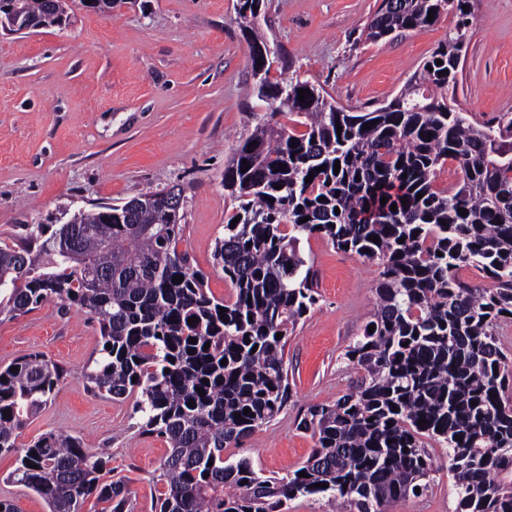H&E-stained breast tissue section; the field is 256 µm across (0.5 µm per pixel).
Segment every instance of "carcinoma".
<instances>
[{
	"label": "carcinoma",
	"mask_w": 512,
	"mask_h": 512,
	"mask_svg": "<svg viewBox=\"0 0 512 512\" xmlns=\"http://www.w3.org/2000/svg\"><path fill=\"white\" fill-rule=\"evenodd\" d=\"M3 1L51 26L69 18L66 0ZM400 2L397 11L378 8L368 38L427 27L430 11H452L457 23L388 105L349 112L307 81H271L268 68L254 86L270 116L294 115L304 130L263 120L224 168L239 222L224 224L213 260L233 286L229 298L208 294L205 274L178 249L184 198L175 185L80 209L63 224H21L17 244L0 245V315L15 318L51 299L87 310L101 344L83 373L87 387L115 401L136 396L139 430L169 442L159 512H280L298 496L386 512L428 488L427 439L448 449L454 512H512V367L498 331L512 323V117L476 125L448 104L470 0ZM237 4L247 45L267 44L242 13L263 0ZM300 89L309 91L303 102ZM448 162L461 179L438 189ZM314 235L379 267L376 302L344 353L355 385L333 404L307 408L299 428L315 448L292 475L267 478L224 449L240 447L288 402V332L317 303L298 244ZM464 267L496 287H470ZM176 276L183 281L173 283ZM192 316L199 321L188 323ZM13 366L0 368V455H17L9 478L49 512H82L90 497L105 512H133L121 482L100 481L107 460L81 438L51 432L17 447L63 371L37 354Z\"/></svg>",
	"instance_id": "cac0c4a2"
}]
</instances>
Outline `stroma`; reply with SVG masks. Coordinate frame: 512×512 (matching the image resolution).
Instances as JSON below:
<instances>
[{"instance_id":"1","label":"stroma","mask_w":512,"mask_h":512,"mask_svg":"<svg viewBox=\"0 0 512 512\" xmlns=\"http://www.w3.org/2000/svg\"><path fill=\"white\" fill-rule=\"evenodd\" d=\"M381 0H265L259 31L275 45L269 77L322 89L337 105L371 112L387 105L457 21L373 41L365 28ZM457 72L454 105L477 125L512 115V0H472ZM252 65L236 0H115L110 13L73 0L71 21L29 34L0 30V241L15 243L19 225L97 204H118L166 186L183 190L181 250L205 273L213 296L232 291L212 251L236 203L224 188L234 147L265 112L252 97ZM313 267L318 302L289 335L291 396L269 423L248 435L233 457L282 478L315 446L298 422L308 406L331 404L357 374L342 354L375 304L376 265L314 236L300 244ZM90 315L61 312L57 301L11 318L0 316V368L39 354L64 371L47 405L17 438L24 447L49 432L79 436L107 451L104 481H123L134 512H158L165 438L140 433L133 399L89 392L82 373L98 354ZM429 489L387 512H454L445 448L428 442ZM0 456V499L20 512H48L45 502L8 475Z\"/></svg>"}]
</instances>
